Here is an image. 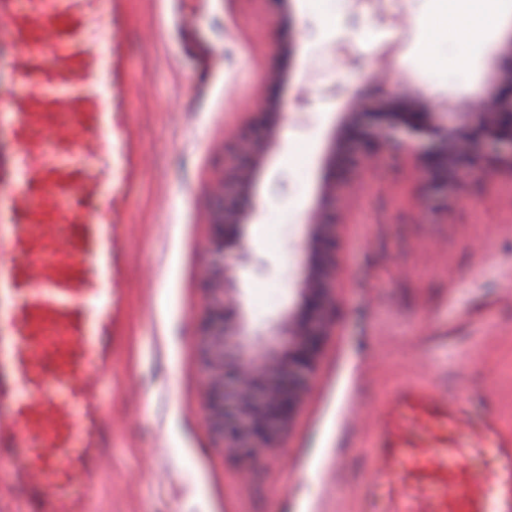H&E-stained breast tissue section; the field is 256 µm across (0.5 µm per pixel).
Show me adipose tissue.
Listing matches in <instances>:
<instances>
[{"label": "adipose tissue", "instance_id": "ef3b65f1", "mask_svg": "<svg viewBox=\"0 0 512 512\" xmlns=\"http://www.w3.org/2000/svg\"><path fill=\"white\" fill-rule=\"evenodd\" d=\"M463 9L454 15L441 14L433 17L430 29L440 33L454 31L468 43H482L497 28L500 21L501 0H461Z\"/></svg>", "mask_w": 512, "mask_h": 512}]
</instances>
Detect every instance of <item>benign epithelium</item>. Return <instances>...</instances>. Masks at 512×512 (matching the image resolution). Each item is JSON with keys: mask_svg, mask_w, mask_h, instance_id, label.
Wrapping results in <instances>:
<instances>
[{"mask_svg": "<svg viewBox=\"0 0 512 512\" xmlns=\"http://www.w3.org/2000/svg\"><path fill=\"white\" fill-rule=\"evenodd\" d=\"M509 80L499 93L472 112H399L357 108L349 113L339 137L350 177L387 153L403 155L418 177L435 191L461 170V143L467 141L486 161L512 171V55L504 60ZM256 122L265 136L246 140V150L231 181L219 188L223 197L215 222L213 263L224 277L223 296L212 304L208 333L214 365L208 376V396L216 413L224 446L235 457L250 456L265 447L291 414L308 382L312 360L322 338L335 322L326 294V277L336 254L340 214L327 207L311 214L316 229L312 269L301 287V304L294 313L272 321V340L252 337L243 321L239 300L229 293L234 264L248 258L241 229L256 210L253 194L258 165L273 147L272 125L259 112Z\"/></svg>", "mask_w": 512, "mask_h": 512, "instance_id": "obj_1", "label": "benign epithelium"}]
</instances>
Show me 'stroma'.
I'll return each mask as SVG.
<instances>
[{"instance_id":"1","label":"stroma","mask_w":512,"mask_h":512,"mask_svg":"<svg viewBox=\"0 0 512 512\" xmlns=\"http://www.w3.org/2000/svg\"><path fill=\"white\" fill-rule=\"evenodd\" d=\"M129 110L148 171L128 205L131 318L105 397L116 420L106 476L88 512H358L374 473L372 423L399 382L431 383L478 408L496 392L512 428V174L469 157L448 206L403 160L381 157L356 185L330 297L336 329L313 357L307 391L271 447L234 461L207 398L214 189L238 163L233 142L254 115L278 113L276 148L256 183L244 227L247 261L234 294L250 329L294 309L313 228L307 219L328 176L340 124L355 96L375 104L384 74L436 111H458L502 85L512 14L482 44L432 38L426 17L456 0H124ZM194 14L223 67L203 70L178 30ZM433 64H422L424 50ZM470 60L458 71L449 62ZM284 75L272 83L273 72Z\"/></svg>"}]
</instances>
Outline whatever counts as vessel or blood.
<instances>
[{
	"mask_svg": "<svg viewBox=\"0 0 512 512\" xmlns=\"http://www.w3.org/2000/svg\"><path fill=\"white\" fill-rule=\"evenodd\" d=\"M115 0H0V463L25 512H87L125 333L135 146ZM485 479L464 461L485 445ZM361 512H512V430L406 382L389 391Z\"/></svg>",
	"mask_w": 512,
	"mask_h": 512,
	"instance_id": "vessel-or-blood-1",
	"label": "vessel or blood"
}]
</instances>
